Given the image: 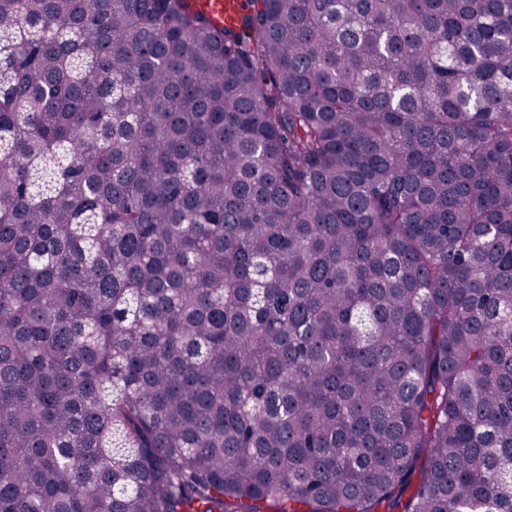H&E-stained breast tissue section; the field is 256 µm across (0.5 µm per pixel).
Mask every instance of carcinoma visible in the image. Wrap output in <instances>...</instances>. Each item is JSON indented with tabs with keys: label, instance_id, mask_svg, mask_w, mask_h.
Returning <instances> with one entry per match:
<instances>
[{
	"label": "carcinoma",
	"instance_id": "carcinoma-1",
	"mask_svg": "<svg viewBox=\"0 0 512 512\" xmlns=\"http://www.w3.org/2000/svg\"><path fill=\"white\" fill-rule=\"evenodd\" d=\"M0 0V512H512V0ZM217 27L237 24L241 12V0H195Z\"/></svg>",
	"mask_w": 512,
	"mask_h": 512
}]
</instances>
